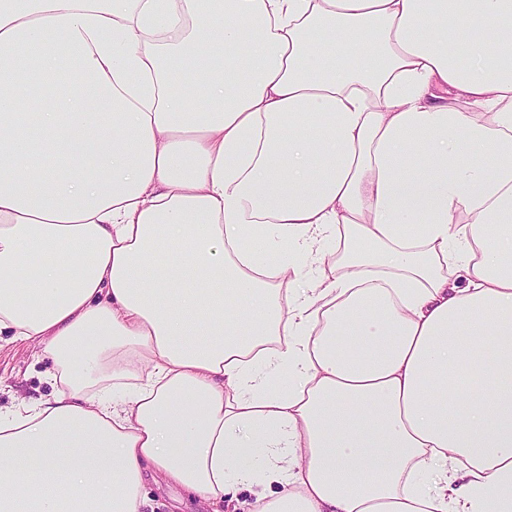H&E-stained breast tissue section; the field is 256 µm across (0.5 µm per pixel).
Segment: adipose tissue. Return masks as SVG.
<instances>
[{
  "label": "adipose tissue",
  "mask_w": 512,
  "mask_h": 512,
  "mask_svg": "<svg viewBox=\"0 0 512 512\" xmlns=\"http://www.w3.org/2000/svg\"><path fill=\"white\" fill-rule=\"evenodd\" d=\"M6 329L0 512H512V0H0ZM33 342H14L7 330L0 334V406L48 398L52 387L43 374L49 360L39 358ZM145 493L148 500L145 512H211V509L189 491L156 475H148Z\"/></svg>",
  "instance_id": "ef3b65f1"
}]
</instances>
